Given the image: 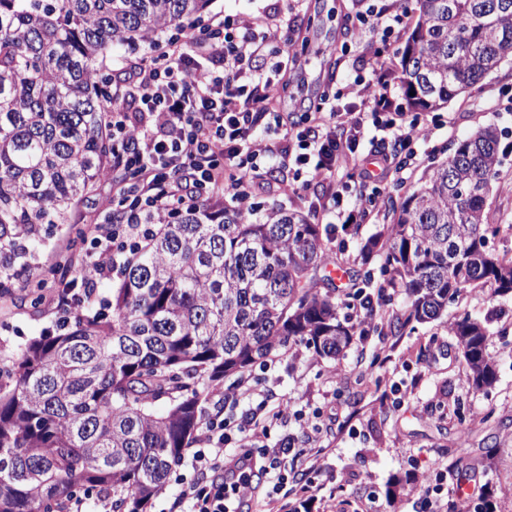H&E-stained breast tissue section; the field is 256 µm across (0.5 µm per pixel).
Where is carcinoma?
I'll return each instance as SVG.
<instances>
[{"mask_svg":"<svg viewBox=\"0 0 512 512\" xmlns=\"http://www.w3.org/2000/svg\"><path fill=\"white\" fill-rule=\"evenodd\" d=\"M208 2L0 0V298L29 287L22 276L43 232L70 223L112 171L100 63ZM405 2L409 109L441 108L512 56V0ZM499 153L492 126L455 141L364 244L383 252L381 275L408 302L391 331L441 318L467 287L512 295V257L490 245L512 230L488 205ZM331 262L323 229L297 212L246 220L207 203L156 225L125 256L105 310L63 307L55 330L0 366V512H66L80 491L112 498V512H146L195 442L214 389L294 345L333 360L351 346L356 329L317 287ZM71 267L69 256L45 268L31 307L45 280ZM450 334L469 385L492 387L489 319L466 314Z\"/></svg>","mask_w":512,"mask_h":512,"instance_id":"carcinoma-1","label":"carcinoma"}]
</instances>
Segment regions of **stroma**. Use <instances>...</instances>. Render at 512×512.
Returning <instances> with one entry per match:
<instances>
[{
  "mask_svg": "<svg viewBox=\"0 0 512 512\" xmlns=\"http://www.w3.org/2000/svg\"><path fill=\"white\" fill-rule=\"evenodd\" d=\"M376 0H210L200 14L181 19V27L202 28L218 15L240 20L286 15L294 33L307 42L305 53L289 46L298 60L289 64L286 87L270 106L300 117L302 102L318 101L369 70L376 51L399 60L408 32L383 42L361 33L353 14ZM430 141L418 148V161L405 172L404 182L388 187L375 211L361 220L358 233L327 226L324 242L345 267L379 269L381 254L362 266L358 249L392 220V205L412 191L433 162L446 157L450 143L479 128L494 125L505 151L497 169L491 208L502 223L512 224V61L505 62L481 84L468 88L435 113ZM328 187L314 179L300 187L292 179L269 180L252 202L258 214L281 208L314 217L312 203ZM57 285H47L39 309L29 303L0 302V363L6 364L31 337L54 329L59 311L53 301ZM491 315L489 350L497 361V381L488 391L473 390L461 350L448 327L455 317ZM254 380L270 403L282 395L296 400L304 413L320 412L318 437L324 466L314 473L317 484L335 488L338 499L359 505L377 495L380 512H417L412 472L432 471L436 461L448 463V482L486 486L495 512H512V298H491L486 287L461 290L442 319L409 323L399 333H372L364 347H351L346 356L321 359L306 346L276 358L270 373L252 369ZM408 386L404 407L387 396L390 379ZM404 485L395 499L385 491L393 478Z\"/></svg>",
  "mask_w": 512,
  "mask_h": 512,
  "instance_id": "1",
  "label": "stroma"
}]
</instances>
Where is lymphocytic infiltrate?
Segmentation results:
<instances>
[{"mask_svg":"<svg viewBox=\"0 0 512 512\" xmlns=\"http://www.w3.org/2000/svg\"><path fill=\"white\" fill-rule=\"evenodd\" d=\"M292 41L284 20L219 18L198 32L178 30L162 56L144 60L135 76L113 87L117 107L105 114L112 168L134 172L135 180L112 183L119 223L87 229L90 250L79 264L89 267L92 280L112 272L124 248L139 243L151 225L164 223L166 214L222 196L239 215L251 217L252 182L259 174L287 170L308 181L330 175L340 163H356L371 131L384 133L387 143L376 150L375 171L358 172L361 183L373 185L371 195L360 198L361 209L369 210L377 194L402 181L433 126L397 111L396 70L376 59L369 78L346 85L352 106L333 104L295 123L270 111L283 82L265 69L267 58L281 55ZM353 299L350 321L362 345L385 322L387 289L361 288ZM224 399L242 408L236 430L228 432L219 416L204 418L191 451L202 478L178 494L185 512H244L261 478L270 492L293 480L306 499L316 498L304 475L320 470L321 449L296 447L288 433L271 437L272 428L287 426L293 398L282 397L268 408L245 378Z\"/></svg>","mask_w":512,"mask_h":512,"instance_id":"lymphocytic-infiltrate-1","label":"lymphocytic infiltrate"}]
</instances>
